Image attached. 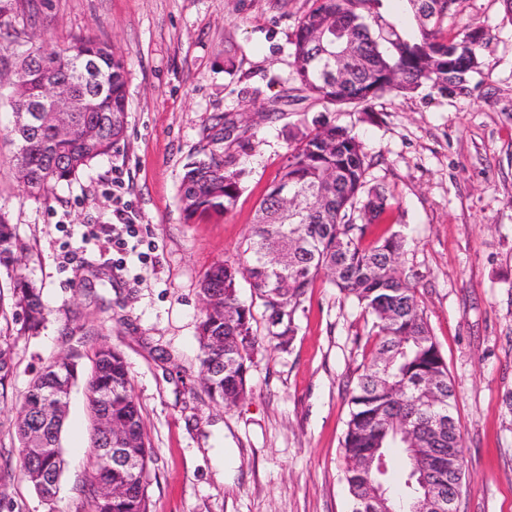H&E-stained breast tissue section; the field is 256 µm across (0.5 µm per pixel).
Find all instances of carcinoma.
<instances>
[{"instance_id": "cac0c4a2", "label": "carcinoma", "mask_w": 512, "mask_h": 512, "mask_svg": "<svg viewBox=\"0 0 512 512\" xmlns=\"http://www.w3.org/2000/svg\"><path fill=\"white\" fill-rule=\"evenodd\" d=\"M407 34L384 9V0H313L299 19L291 39L298 90L332 106L369 107L385 94L409 95L427 86L441 96L468 90L471 74L486 66L484 29L458 37L441 36V23L456 0H430L432 20L423 24L413 0ZM336 19L354 26L343 37L325 25ZM354 38L363 62L341 83L324 76L321 51L335 52ZM20 36L0 39V64L30 67L35 56L63 79L73 77L81 55L94 58L96 75L72 86L78 97L93 103L90 112H45L35 129L13 124L8 130L17 148L12 164L26 195L39 199L69 183L94 159L123 139L127 125V71L124 59L108 45L78 39L56 48L17 52ZM35 77L10 86L12 110L27 103ZM86 126L95 127L87 135ZM373 165L352 129L318 118L293 128L288 154L278 179L260 200L255 222L238 260L220 261L204 274L200 290L208 299L199 325V361L204 392L230 407L249 391L253 356L265 344L286 351L298 333V315L314 282L323 277L345 300L370 318L369 362L348 392L349 417L342 441L344 476L351 512H364L363 502L378 499L380 512H408L427 494L429 477L448 481V464L465 476L462 436L453 408L456 389L416 297L410 276L397 259L404 247L400 228L372 237V226L391 207L385 191L367 186ZM335 181L328 195L319 193L328 173ZM244 170L236 159L214 151L186 164L181 183L185 223L226 214L236 205ZM310 198L294 222L284 219L285 192ZM293 243L288 267L274 271L264 252ZM21 244L16 228L0 212V265L12 268L13 316L25 332L44 321L40 289L18 272ZM248 277L254 302L239 299V278ZM79 351L45 365L18 403L15 433L20 443L16 469L45 499L52 498L64 460L60 434L66 394L81 375ZM12 346L0 343V395L6 396L13 374ZM93 420L90 494L93 512H149L147 473L154 451L141 408L131 391V374L123 354L101 345L93 353L86 381ZM127 449L138 460L130 473L112 466V447Z\"/></svg>"}]
</instances>
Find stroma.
<instances>
[{
  "label": "stroma",
  "instance_id": "stroma-1",
  "mask_svg": "<svg viewBox=\"0 0 512 512\" xmlns=\"http://www.w3.org/2000/svg\"><path fill=\"white\" fill-rule=\"evenodd\" d=\"M312 0H14L0 17L56 46L106 43L128 70L127 128L111 154L48 197H26L10 163L11 112L0 96V212L28 247L22 270L45 320L24 333L0 313L15 370L0 402V456L16 455L15 404L57 355L95 346L125 356L155 450L150 512H350L342 439L346 391L369 360L359 310L318 282L288 351L259 352L250 391L212 402L199 384L200 281L237 259L256 207L288 152V131L321 115L353 128L373 159L369 185L392 195L405 227L399 266L454 381L465 478L459 512H512V18L503 0H458L442 29L480 26L487 68L466 93L386 95L371 111L290 97V39ZM277 110L275 119L265 114ZM221 147L245 170L221 217L185 223L181 182L215 116ZM126 210L123 246L102 227ZM165 350L168 361L156 359ZM90 415L73 388L52 501L0 469V512H92Z\"/></svg>",
  "mask_w": 512,
  "mask_h": 512
}]
</instances>
